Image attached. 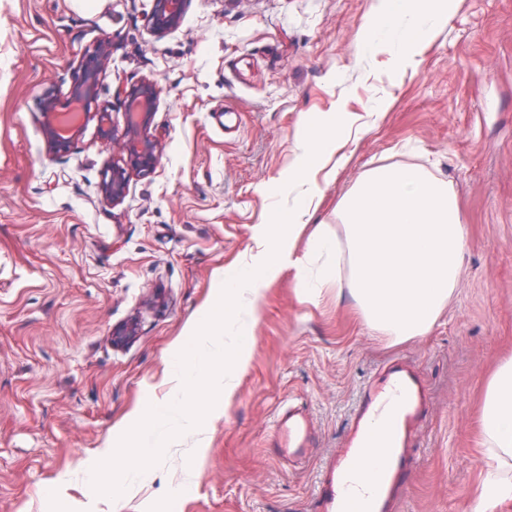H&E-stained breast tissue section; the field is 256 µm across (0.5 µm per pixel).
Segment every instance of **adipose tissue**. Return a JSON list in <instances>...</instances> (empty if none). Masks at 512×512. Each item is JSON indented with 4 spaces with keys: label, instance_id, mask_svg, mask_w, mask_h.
<instances>
[{
    "label": "adipose tissue",
    "instance_id": "obj_1",
    "mask_svg": "<svg viewBox=\"0 0 512 512\" xmlns=\"http://www.w3.org/2000/svg\"><path fill=\"white\" fill-rule=\"evenodd\" d=\"M449 7V0H382L365 23L359 44L370 48L393 37L395 63L417 68L419 42L447 22ZM482 424L487 446L484 476L471 512H497L501 503L512 500V479L502 475L512 466V359L500 366L487 386Z\"/></svg>",
    "mask_w": 512,
    "mask_h": 512
}]
</instances>
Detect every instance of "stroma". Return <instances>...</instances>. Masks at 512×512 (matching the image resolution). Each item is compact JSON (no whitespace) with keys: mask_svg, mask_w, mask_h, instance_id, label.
<instances>
[{"mask_svg":"<svg viewBox=\"0 0 512 512\" xmlns=\"http://www.w3.org/2000/svg\"><path fill=\"white\" fill-rule=\"evenodd\" d=\"M379 0H188L164 38L153 0H0V512H117L91 497L90 470L125 416L167 391L170 344L215 293L214 275L258 251L257 230L288 206L283 179L303 128L342 110L384 117L340 149L295 243L362 173L419 165L453 187L469 240L458 285L431 331L400 343L367 329L350 292L305 299L284 268L257 302L251 357L200 463L167 455L118 512H313L364 385L391 359L423 378L428 406L400 512H470L483 473L489 380L512 357V0H455L417 69L392 46L359 52ZM111 61L90 111L127 121L125 89L153 81L151 132L164 146L124 199L99 183L115 164L98 120L48 153L39 101L66 103L99 42ZM138 319V336L112 342ZM301 407L319 446L302 465L267 452L272 420ZM192 476L189 492L171 498Z\"/></svg>","mask_w":512,"mask_h":512,"instance_id":"35a3bbf8","label":"stroma"}]
</instances>
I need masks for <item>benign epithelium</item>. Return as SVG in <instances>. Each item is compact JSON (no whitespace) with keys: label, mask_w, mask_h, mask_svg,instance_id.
I'll return each mask as SVG.
<instances>
[{"label":"benign epithelium","mask_w":512,"mask_h":512,"mask_svg":"<svg viewBox=\"0 0 512 512\" xmlns=\"http://www.w3.org/2000/svg\"><path fill=\"white\" fill-rule=\"evenodd\" d=\"M187 0H154L153 11L149 20L150 34L162 38L176 31L182 22ZM111 61L110 50L105 43H99L89 54L83 65L82 74L74 90L85 94L88 98L95 95L97 77ZM127 98H138L143 102L144 109L138 118L128 120L123 136L116 137L108 132L102 133L112 153L118 155L126 167H112L106 171L100 185L102 197L115 203L122 200L126 193V169L141 175L152 173L158 166L163 154L161 141L150 134L158 91L155 84L143 82L126 91ZM40 112L43 116V133L47 147L54 153H60L67 147L68 141L58 138L53 129V120L57 113V98L49 93L41 100Z\"/></svg>","instance_id":"benign-epithelium-1"}]
</instances>
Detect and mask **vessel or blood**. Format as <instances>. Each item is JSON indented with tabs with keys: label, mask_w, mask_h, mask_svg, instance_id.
I'll use <instances>...</instances> for the list:
<instances>
[{
	"label": "vessel or blood",
	"mask_w": 512,
	"mask_h": 512,
	"mask_svg": "<svg viewBox=\"0 0 512 512\" xmlns=\"http://www.w3.org/2000/svg\"><path fill=\"white\" fill-rule=\"evenodd\" d=\"M427 406L420 376L394 360L362 389L349 423L345 449L322 474L315 512H393L397 493L412 470L413 435ZM383 444L387 453L376 478L358 468L364 448ZM271 451L282 459L305 457L314 445L311 423L299 410L276 413Z\"/></svg>",
	"instance_id": "obj_1"
}]
</instances>
